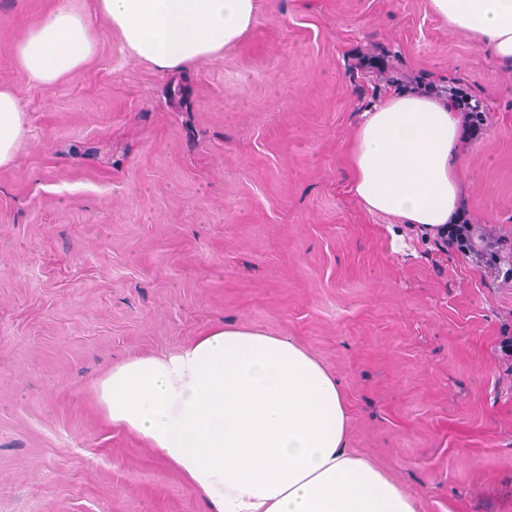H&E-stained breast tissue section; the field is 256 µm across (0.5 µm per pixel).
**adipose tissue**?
Masks as SVG:
<instances>
[{
	"label": "adipose tissue",
	"instance_id": "adipose-tissue-1",
	"mask_svg": "<svg viewBox=\"0 0 512 512\" xmlns=\"http://www.w3.org/2000/svg\"><path fill=\"white\" fill-rule=\"evenodd\" d=\"M450 29L512 64V0H430ZM256 0H55L12 49L20 76L49 88L94 55L99 31L169 71L220 56L254 21ZM462 116L447 102L392 95L362 114L349 148L352 191L368 211L430 234L455 222ZM27 111L0 88V168L14 165ZM112 424L181 474L202 512H418L416 500L347 446L343 393L291 340L224 324L160 356L131 358L94 385Z\"/></svg>",
	"mask_w": 512,
	"mask_h": 512
}]
</instances>
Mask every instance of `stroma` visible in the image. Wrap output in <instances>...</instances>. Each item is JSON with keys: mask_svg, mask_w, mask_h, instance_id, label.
<instances>
[{"mask_svg": "<svg viewBox=\"0 0 512 512\" xmlns=\"http://www.w3.org/2000/svg\"><path fill=\"white\" fill-rule=\"evenodd\" d=\"M48 6L0 0L29 116L0 170V512H200L94 383L224 322L316 358L420 512H512V279L369 212L346 160L378 100L467 89L462 205L511 251L512 64L430 0H257L220 57L161 72L104 35L47 91L11 47Z\"/></svg>", "mask_w": 512, "mask_h": 512, "instance_id": "obj_1", "label": "stroma"}]
</instances>
